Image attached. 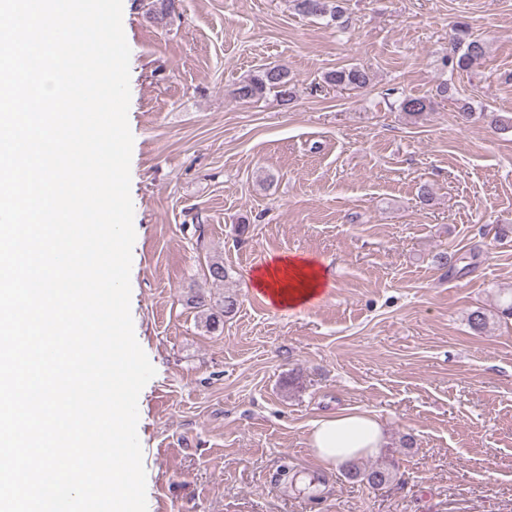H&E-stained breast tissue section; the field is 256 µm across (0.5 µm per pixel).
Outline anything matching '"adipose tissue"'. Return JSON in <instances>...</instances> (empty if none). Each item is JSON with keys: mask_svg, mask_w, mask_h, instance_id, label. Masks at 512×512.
Returning <instances> with one entry per match:
<instances>
[{"mask_svg": "<svg viewBox=\"0 0 512 512\" xmlns=\"http://www.w3.org/2000/svg\"><path fill=\"white\" fill-rule=\"evenodd\" d=\"M325 284L319 265L304 257L281 256L253 276V285L277 307H301ZM385 444L382 425L368 412L340 411L313 422L310 452L327 468L377 455Z\"/></svg>", "mask_w": 512, "mask_h": 512, "instance_id": "ef3b65f1", "label": "adipose tissue"}]
</instances>
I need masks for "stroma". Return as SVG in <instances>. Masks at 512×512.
<instances>
[{"instance_id":"stroma-1","label":"stroma","mask_w":512,"mask_h":512,"mask_svg":"<svg viewBox=\"0 0 512 512\" xmlns=\"http://www.w3.org/2000/svg\"><path fill=\"white\" fill-rule=\"evenodd\" d=\"M122 22L131 314L156 369L138 399L147 512H512V320L467 322L512 289V130L486 118L512 116V0H344L334 23L293 0H183L163 25L132 0ZM459 25L486 45L468 72L442 64ZM262 64L287 69L290 103L235 97ZM349 65L368 86L324 83ZM406 97L431 108L410 117ZM280 254L324 267L312 306L257 293ZM212 259L227 281H205ZM198 291L239 309L207 331ZM341 409L378 416L386 444L363 463H396L390 484L309 453Z\"/></svg>"}]
</instances>
